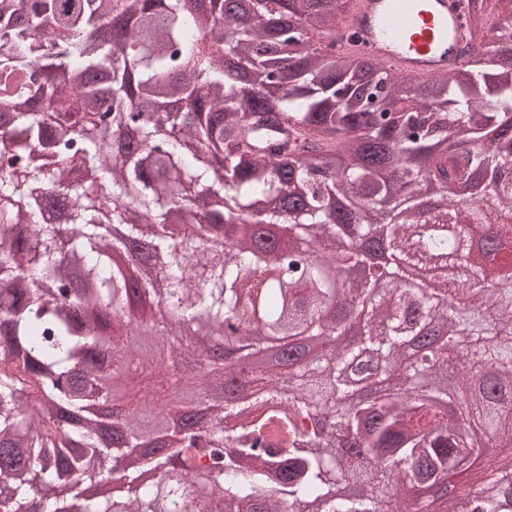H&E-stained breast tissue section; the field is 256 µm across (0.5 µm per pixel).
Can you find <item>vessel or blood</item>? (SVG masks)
Masks as SVG:
<instances>
[{"mask_svg":"<svg viewBox=\"0 0 512 512\" xmlns=\"http://www.w3.org/2000/svg\"><path fill=\"white\" fill-rule=\"evenodd\" d=\"M473 41L457 0H354L336 46L428 81L459 68Z\"/></svg>","mask_w":512,"mask_h":512,"instance_id":"vessel-or-blood-1","label":"vessel or blood"}]
</instances>
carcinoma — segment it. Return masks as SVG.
<instances>
[{
	"label": "carcinoma",
	"instance_id": "carcinoma-1",
	"mask_svg": "<svg viewBox=\"0 0 512 512\" xmlns=\"http://www.w3.org/2000/svg\"><path fill=\"white\" fill-rule=\"evenodd\" d=\"M226 2L0 0V512H512V456L482 459L512 439V183L448 197L512 168V23L406 80L336 50L352 0ZM367 236L392 263L349 283ZM135 310L169 353L128 347ZM226 324L239 365L193 380L237 398L166 397L180 466L149 447L114 495L157 408L88 407Z\"/></svg>",
	"mask_w": 512,
	"mask_h": 512
}]
</instances>
